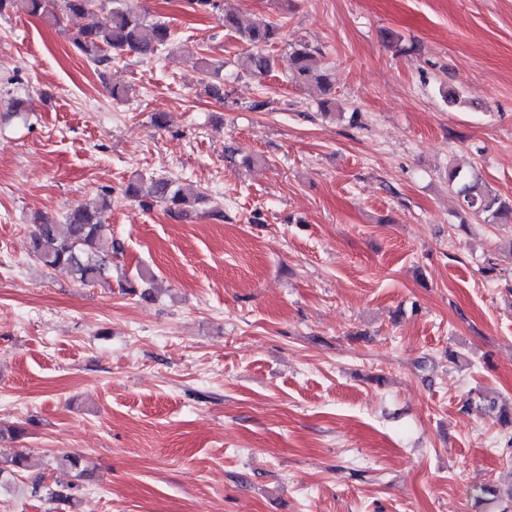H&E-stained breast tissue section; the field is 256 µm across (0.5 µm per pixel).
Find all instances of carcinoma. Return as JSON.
I'll return each mask as SVG.
<instances>
[{
	"instance_id": "obj_1",
	"label": "carcinoma",
	"mask_w": 512,
	"mask_h": 512,
	"mask_svg": "<svg viewBox=\"0 0 512 512\" xmlns=\"http://www.w3.org/2000/svg\"><path fill=\"white\" fill-rule=\"evenodd\" d=\"M193 10L219 13L224 29L242 43L251 47L242 59L243 68L254 77H264L276 67V59L262 51L280 39L281 27L275 23L245 26L236 11L223 7L220 0H187ZM32 14L47 17L59 25L64 18L92 17L71 35L75 49L97 66H108L112 59L133 53L144 59L155 56L172 40L170 27L163 21L151 20L134 0H0V16L17 4ZM317 50L307 44L292 48L288 59L289 76L298 83L316 88L325 99L320 101L324 114H329L333 99L332 81L327 69L316 60ZM199 71L206 91L218 100L224 99V63L203 58ZM448 189L456 197L460 210L476 221L490 224H512V200L497 194L472 168L459 164L448 166ZM128 194L144 207L164 204L170 212L187 215L191 208L205 201V195L190 189L172 178L152 179L148 185L142 180L127 186ZM110 208V189L103 187L90 203H82L67 214L64 223L42 219L35 224L31 236L32 258L45 268L67 270L84 286L111 285L112 254L121 251L120 243L112 238L106 222ZM26 456L19 453L0 459V488L13 485L18 473L25 467ZM60 465L74 473V481L49 486L42 477L30 480V494L46 495L63 509L78 506L79 493L90 471L79 454L60 458ZM475 502L512 503V486L503 490L494 483H482L473 488Z\"/></svg>"
}]
</instances>
